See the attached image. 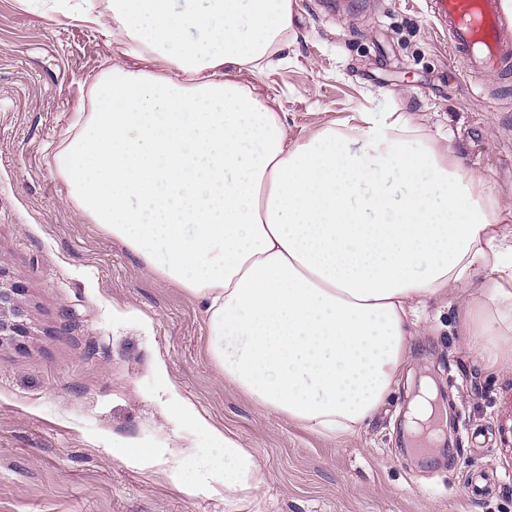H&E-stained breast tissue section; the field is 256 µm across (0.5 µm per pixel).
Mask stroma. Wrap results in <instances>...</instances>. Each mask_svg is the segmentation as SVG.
<instances>
[{"label": "stroma", "mask_w": 512, "mask_h": 512, "mask_svg": "<svg viewBox=\"0 0 512 512\" xmlns=\"http://www.w3.org/2000/svg\"><path fill=\"white\" fill-rule=\"evenodd\" d=\"M103 22L0 0V260L31 327L0 346V512H512V371L472 351L466 289L419 304L400 385L357 435L326 438L226 384L199 307L74 206L48 156L124 61ZM237 79L276 98L296 138L356 112L450 137L512 223V77L451 54L426 0H365L353 14L294 0L273 65ZM424 376L447 416L422 463L403 427ZM167 385L255 449L258 492L228 502L200 487L223 450L172 419ZM477 469L495 479L482 498L466 490Z\"/></svg>", "instance_id": "1"}]
</instances>
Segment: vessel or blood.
Returning a JSON list of instances; mask_svg holds the SVG:
<instances>
[{
  "label": "vessel or blood",
  "mask_w": 512,
  "mask_h": 512,
  "mask_svg": "<svg viewBox=\"0 0 512 512\" xmlns=\"http://www.w3.org/2000/svg\"><path fill=\"white\" fill-rule=\"evenodd\" d=\"M436 17L448 25V47L473 69L512 73V40L505 37L499 0H432Z\"/></svg>",
  "instance_id": "vessel-or-blood-1"
}]
</instances>
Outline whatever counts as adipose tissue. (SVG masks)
<instances>
[{
  "label": "adipose tissue",
  "instance_id": "1",
  "mask_svg": "<svg viewBox=\"0 0 512 512\" xmlns=\"http://www.w3.org/2000/svg\"><path fill=\"white\" fill-rule=\"evenodd\" d=\"M108 0L124 55L53 164L81 213L203 311L208 353L254 404L351 436L401 378L414 306L455 288L486 319L471 334L512 368V224L452 144L404 115L358 112L293 139L233 72L262 71L293 0ZM197 30L203 41L188 39ZM223 449L225 500L260 490L254 449L175 402Z\"/></svg>",
  "mask_w": 512,
  "mask_h": 512
}]
</instances>
